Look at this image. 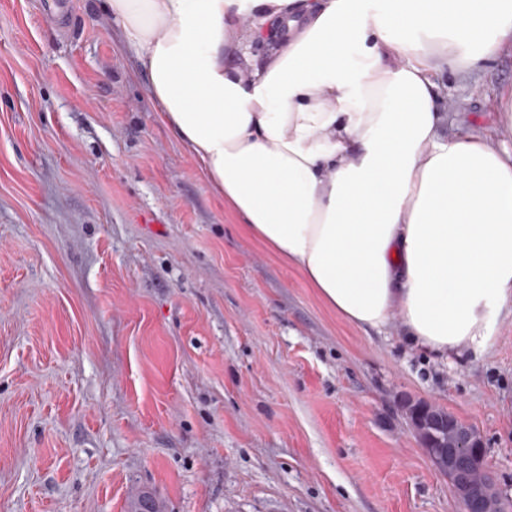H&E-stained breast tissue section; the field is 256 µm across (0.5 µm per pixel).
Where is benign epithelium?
I'll return each instance as SVG.
<instances>
[{
  "label": "benign epithelium",
  "mask_w": 512,
  "mask_h": 512,
  "mask_svg": "<svg viewBox=\"0 0 512 512\" xmlns=\"http://www.w3.org/2000/svg\"><path fill=\"white\" fill-rule=\"evenodd\" d=\"M410 407V424L415 433H424L438 427L448 433V443L424 448L432 463L453 476L452 491L459 502L465 505L474 500L480 512H501L503 494L494 479L475 470V464L484 452L480 434L458 420H448L439 415L435 406H422L412 401L404 402Z\"/></svg>",
  "instance_id": "1"
}]
</instances>
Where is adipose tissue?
Wrapping results in <instances>:
<instances>
[{"mask_svg": "<svg viewBox=\"0 0 512 512\" xmlns=\"http://www.w3.org/2000/svg\"><path fill=\"white\" fill-rule=\"evenodd\" d=\"M104 5L158 121L340 317L398 321L439 358L491 346L512 316V147L447 132L437 80L512 52V0Z\"/></svg>", "mask_w": 512, "mask_h": 512, "instance_id": "adipose-tissue-1", "label": "adipose tissue"}]
</instances>
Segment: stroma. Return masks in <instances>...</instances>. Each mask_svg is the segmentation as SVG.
<instances>
[{
	"mask_svg": "<svg viewBox=\"0 0 512 512\" xmlns=\"http://www.w3.org/2000/svg\"><path fill=\"white\" fill-rule=\"evenodd\" d=\"M437 104L482 133L512 53ZM102 0H0V512H462L403 400L512 512V317L443 362L350 324L155 117ZM403 405L411 409L410 424L417 435L425 433L427 428L435 427L448 432L447 444L440 440V444L432 443L436 444V447L422 446L437 468L446 471V475L452 474V491L464 511H471L466 503L474 499L480 508L479 512L505 511L501 504L503 494L500 487L490 475L475 470V464L485 449L480 434L459 420L442 418L439 415L442 409L435 406H422L409 400ZM448 479L451 481L449 475Z\"/></svg>",
	"mask_w": 512,
	"mask_h": 512,
	"instance_id": "1",
	"label": "stroma"
}]
</instances>
